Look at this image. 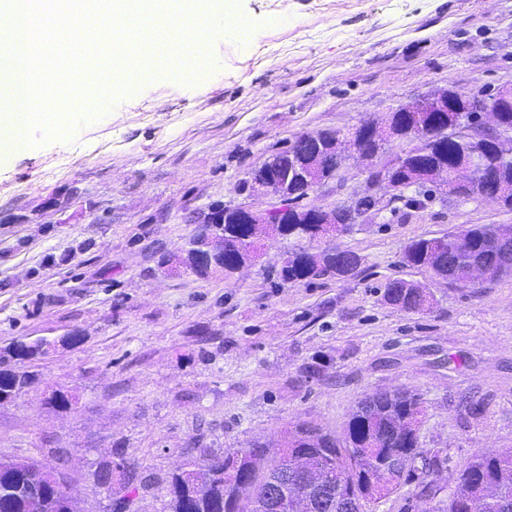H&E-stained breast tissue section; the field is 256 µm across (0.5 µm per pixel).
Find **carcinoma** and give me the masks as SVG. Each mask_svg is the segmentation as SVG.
<instances>
[{
	"label": "carcinoma",
	"mask_w": 512,
	"mask_h": 512,
	"mask_svg": "<svg viewBox=\"0 0 512 512\" xmlns=\"http://www.w3.org/2000/svg\"><path fill=\"white\" fill-rule=\"evenodd\" d=\"M394 139L411 142L415 138L391 126L368 144L373 151H385ZM485 138L460 130L438 140L433 161L439 172L412 175L408 170L390 172L401 186L398 198L411 188L413 179L427 197L442 193L460 168L481 151ZM468 196L501 191L512 203V147L487 156L483 170L472 182L460 186ZM287 202L302 211L310 195L305 184L289 189ZM353 225L342 217L335 224H286L278 228L281 239L297 242L319 240L348 233ZM489 224H474L458 232L410 241L402 260L409 267L429 272L461 288H482L509 274L512 268V236L503 243L489 235ZM341 247L326 246L312 252L305 247L287 251L288 263L278 273L281 281L297 282L348 277L361 265L351 251L336 257ZM253 251H224L214 271L228 277L251 261ZM385 300L407 313L430 310L431 294L426 288H408L406 283L388 282ZM51 343L44 338L16 341L0 352V404L14 401L32 389L37 374L20 364L48 353ZM425 416L424 402L414 390L376 391L357 403L343 429L342 437L303 421L286 430L283 449L274 456L259 457L246 449L223 456L203 454L162 480L169 512H365L368 505L386 497L403 485L417 482L420 494L438 498L441 491L429 476L445 469L448 455L419 446V428ZM457 490L438 498L432 512H512V448L497 452L480 451L461 469L453 471ZM364 485L370 492L349 510L344 492L348 483ZM0 507L3 512H70L67 493L53 486L38 461L0 459Z\"/></svg>",
	"instance_id": "1"
}]
</instances>
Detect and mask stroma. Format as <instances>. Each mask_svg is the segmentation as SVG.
I'll use <instances>...</instances> for the list:
<instances>
[{"label": "stroma", "instance_id": "1", "mask_svg": "<svg viewBox=\"0 0 512 512\" xmlns=\"http://www.w3.org/2000/svg\"><path fill=\"white\" fill-rule=\"evenodd\" d=\"M238 12L246 38L215 35L196 83L170 66L146 81L114 69L110 83L132 89L113 107L0 165V347L52 343L30 366L34 391L0 405V456L67 468L81 512H100L93 473L111 457L162 478L301 421L339 436L379 388L421 394L420 445L451 466L512 448V274L461 288L401 263L411 240L512 224L497 204L392 203L349 157L313 200L375 201L374 222L339 239L361 258L354 275L276 285L283 241L229 277L158 265L189 239L192 212L263 209L239 185L296 136L354 130L442 87L512 88V0H238ZM394 279L429 288L431 310L387 304ZM57 390L75 409L48 405Z\"/></svg>", "mask_w": 512, "mask_h": 512}]
</instances>
